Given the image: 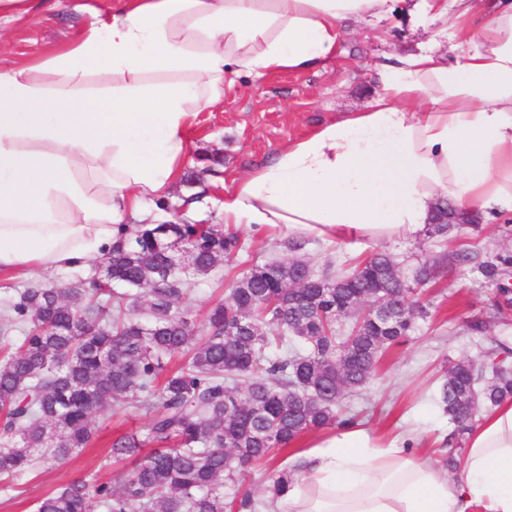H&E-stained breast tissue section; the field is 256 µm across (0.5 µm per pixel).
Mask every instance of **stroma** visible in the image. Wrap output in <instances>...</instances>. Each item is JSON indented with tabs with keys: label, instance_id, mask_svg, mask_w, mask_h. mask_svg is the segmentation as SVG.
I'll use <instances>...</instances> for the list:
<instances>
[{
	"label": "stroma",
	"instance_id": "obj_1",
	"mask_svg": "<svg viewBox=\"0 0 512 512\" xmlns=\"http://www.w3.org/2000/svg\"><path fill=\"white\" fill-rule=\"evenodd\" d=\"M114 0H61L54 8L0 19V67H17L61 50L98 19L112 12ZM416 0H395L385 18H366L346 24L337 53L316 69L276 72L263 77L232 75L222 100L203 107L197 115L183 159L181 175L165 207L153 210L155 223L180 219L188 224L223 226L224 216L216 198L222 183L267 163L278 148L319 125L366 109L380 89L377 69L395 54L417 52L433 42L444 20L428 27L413 20ZM245 244L242 252L221 264L179 302L196 325H204L213 301L228 294L230 279L251 258L288 261L294 253L286 236L256 233L237 227ZM468 247L485 254L512 249V240L501 236L492 219H481L479 228H455L445 250ZM385 248L404 273H411L431 257L436 248L425 238L409 241L352 244L336 248L310 241L304 254L315 271L326 265ZM491 286L476 266L441 269L435 283L423 288V302L430 316L420 322L409 340L389 353L372 381L348 394L343 404L356 415L360 427L384 438L413 431L415 447L435 454L448 433V420L435 398L440 378L449 362L475 356L476 342L465 330L470 317L486 311ZM147 419L128 404L118 402L99 422L89 448L62 463H38L23 476L16 489L0 491V512H35L38 500L73 480L92 476L115 481L128 472L132 461L112 465L106 459L112 441L127 433H145Z\"/></svg>",
	"mask_w": 512,
	"mask_h": 512
}]
</instances>
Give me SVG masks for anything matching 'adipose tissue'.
Here are the masks:
<instances>
[{"label":"adipose tissue","mask_w":512,"mask_h":512,"mask_svg":"<svg viewBox=\"0 0 512 512\" xmlns=\"http://www.w3.org/2000/svg\"><path fill=\"white\" fill-rule=\"evenodd\" d=\"M393 0H118L57 54L0 69V274L85 268L178 181L200 109L227 74L304 72L340 25ZM434 48L390 57L366 110L290 142L224 193V221L343 246L412 240L441 201L512 218V0H425ZM341 427L293 455L282 512H512V398L481 411L461 467Z\"/></svg>","instance_id":"ef3b65f1"}]
</instances>
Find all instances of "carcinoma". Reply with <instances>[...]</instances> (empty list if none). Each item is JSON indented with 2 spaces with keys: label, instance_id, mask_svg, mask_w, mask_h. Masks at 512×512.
<instances>
[{
  "label": "carcinoma",
  "instance_id": "cac0c4a2",
  "mask_svg": "<svg viewBox=\"0 0 512 512\" xmlns=\"http://www.w3.org/2000/svg\"><path fill=\"white\" fill-rule=\"evenodd\" d=\"M163 239L191 252V271H170ZM288 246L291 260L255 263L234 278L202 328L178 302L241 248L238 236L204 224H127L100 280L16 291L0 320V483L18 480L36 455L61 462L78 454L96 435V418L123 402L144 413L147 429L115 438L110 458L125 461L151 444L150 454L118 486L73 481L41 498L36 512H230L224 486L245 468L307 432L355 424L340 416L343 399L371 382L427 313L408 312L404 301L417 302L416 290L395 278L383 250L332 276L299 255L306 242ZM444 259L476 264L507 319L512 290L501 284L512 276V250L480 259L459 249ZM368 295L397 313L393 328L365 312ZM467 331L481 359L450 362L439 388L453 425L449 467L478 412L512 397L508 334L480 317ZM292 481L283 469L268 497Z\"/></svg>",
  "mask_w": 512,
  "mask_h": 512
}]
</instances>
